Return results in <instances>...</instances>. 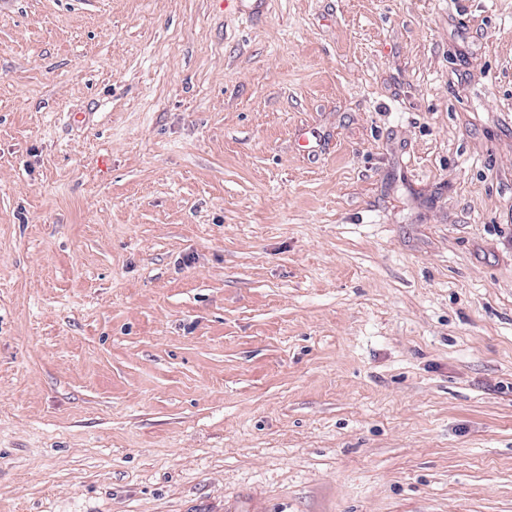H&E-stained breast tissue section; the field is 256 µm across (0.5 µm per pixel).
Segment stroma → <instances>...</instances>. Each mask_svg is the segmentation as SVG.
Masks as SVG:
<instances>
[{"label":"stroma","instance_id":"1","mask_svg":"<svg viewBox=\"0 0 512 512\" xmlns=\"http://www.w3.org/2000/svg\"><path fill=\"white\" fill-rule=\"evenodd\" d=\"M0 512H512V0L0 8Z\"/></svg>","mask_w":512,"mask_h":512}]
</instances>
